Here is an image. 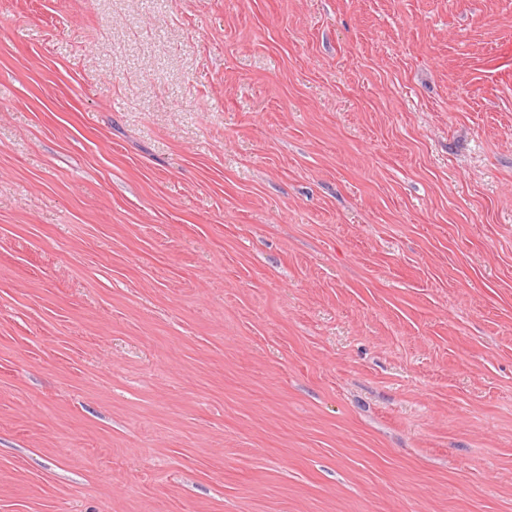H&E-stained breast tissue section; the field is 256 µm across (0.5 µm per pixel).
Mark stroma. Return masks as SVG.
<instances>
[{"mask_svg":"<svg viewBox=\"0 0 512 512\" xmlns=\"http://www.w3.org/2000/svg\"><path fill=\"white\" fill-rule=\"evenodd\" d=\"M0 512H512V0H0Z\"/></svg>","mask_w":512,"mask_h":512,"instance_id":"stroma-1","label":"stroma"}]
</instances>
